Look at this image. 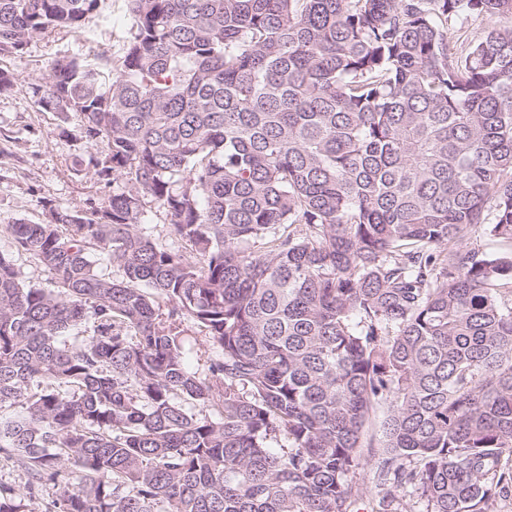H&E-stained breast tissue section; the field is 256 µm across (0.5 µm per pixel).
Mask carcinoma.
I'll return each instance as SVG.
<instances>
[{"instance_id": "1", "label": "carcinoma", "mask_w": 512, "mask_h": 512, "mask_svg": "<svg viewBox=\"0 0 512 512\" xmlns=\"http://www.w3.org/2000/svg\"><path fill=\"white\" fill-rule=\"evenodd\" d=\"M112 66L55 57L72 168L112 187L0 230V452L57 512H423L512 482V0H127ZM102 0H0V58ZM472 14L493 26L448 41ZM168 217L171 250L140 225ZM502 245L499 250L489 243ZM123 272L104 274L97 256ZM219 352L185 363L183 326ZM210 414H202V409ZM15 267L19 279L26 285H33L41 288H52L51 274L42 266L35 263L26 255L13 252ZM370 448H363L364 457L362 458V468L361 472V488H362V498L356 504L355 510L357 512H391L384 511L379 506V495L377 494V489L375 488L374 483V471H375V461L376 457L369 456L370 454L367 452Z\"/></svg>"}]
</instances>
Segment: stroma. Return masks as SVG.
Here are the masks:
<instances>
[{"label": "stroma", "mask_w": 512, "mask_h": 512, "mask_svg": "<svg viewBox=\"0 0 512 512\" xmlns=\"http://www.w3.org/2000/svg\"><path fill=\"white\" fill-rule=\"evenodd\" d=\"M130 27L127 0H106L84 32L33 38L22 53L0 60V67L17 77L15 87L0 94V225L42 221L48 205L69 211L87 208L97 177L90 169H71L74 157L88 149L81 118L41 111L36 89L56 55L95 51L119 56ZM26 481L17 463L0 456V486L21 494L25 512H56L58 488L49 486L30 496L24 492Z\"/></svg>", "instance_id": "stroma-1"}]
</instances>
